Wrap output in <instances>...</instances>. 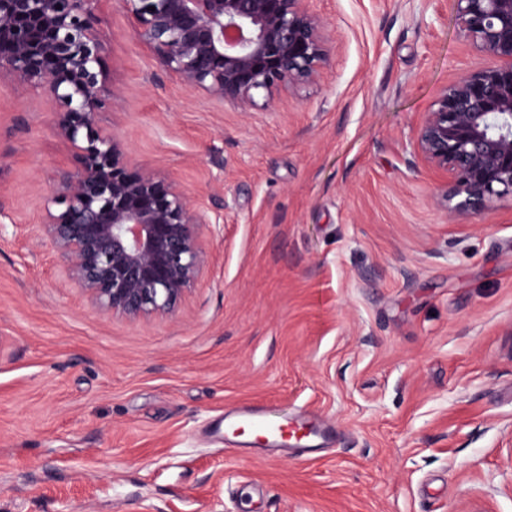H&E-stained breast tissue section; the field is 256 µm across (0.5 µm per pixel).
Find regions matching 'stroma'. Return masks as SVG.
<instances>
[{
  "mask_svg": "<svg viewBox=\"0 0 512 512\" xmlns=\"http://www.w3.org/2000/svg\"><path fill=\"white\" fill-rule=\"evenodd\" d=\"M313 85L242 112L185 88L118 0L100 125L224 221L170 317L97 312L38 227L75 160L0 80V512H512V200L446 222L409 141L486 59L448 0H310ZM317 414L325 451H227L233 404Z\"/></svg>",
  "mask_w": 512,
  "mask_h": 512,
  "instance_id": "1",
  "label": "stroma"
}]
</instances>
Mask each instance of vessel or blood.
<instances>
[{
    "instance_id": "vessel-or-blood-1",
    "label": "vessel or blood",
    "mask_w": 512,
    "mask_h": 512,
    "mask_svg": "<svg viewBox=\"0 0 512 512\" xmlns=\"http://www.w3.org/2000/svg\"><path fill=\"white\" fill-rule=\"evenodd\" d=\"M273 412L270 406H241L227 410L224 429L231 433L253 430L256 444L283 451L296 446L311 447L327 435V427L313 414L288 420L274 418Z\"/></svg>"
}]
</instances>
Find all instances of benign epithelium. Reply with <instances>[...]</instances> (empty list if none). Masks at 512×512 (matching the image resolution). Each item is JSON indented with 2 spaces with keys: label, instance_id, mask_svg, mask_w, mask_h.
<instances>
[{
  "label": "benign epithelium",
  "instance_id": "benign-epithelium-1",
  "mask_svg": "<svg viewBox=\"0 0 512 512\" xmlns=\"http://www.w3.org/2000/svg\"><path fill=\"white\" fill-rule=\"evenodd\" d=\"M100 0H0V77L41 89L76 168L47 195L42 236L69 281L100 312L138 321L171 315L205 261L211 223L177 184L134 162L105 132L112 105L93 29ZM309 0H121L138 40L189 90L243 112L254 95L318 82L329 23ZM460 32L493 62L442 88L410 146L449 184L446 221L512 199V0H450Z\"/></svg>",
  "mask_w": 512,
  "mask_h": 512
}]
</instances>
